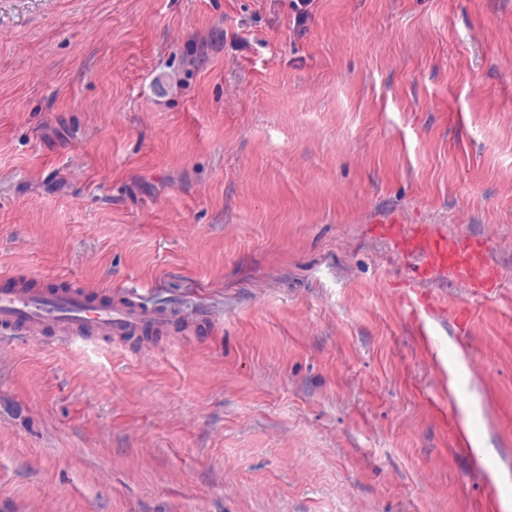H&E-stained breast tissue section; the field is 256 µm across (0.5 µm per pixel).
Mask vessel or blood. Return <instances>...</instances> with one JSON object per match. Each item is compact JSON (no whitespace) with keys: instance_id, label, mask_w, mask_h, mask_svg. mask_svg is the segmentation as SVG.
<instances>
[{"instance_id":"vessel-or-blood-1","label":"vessel or blood","mask_w":512,"mask_h":512,"mask_svg":"<svg viewBox=\"0 0 512 512\" xmlns=\"http://www.w3.org/2000/svg\"><path fill=\"white\" fill-rule=\"evenodd\" d=\"M379 234L395 243L401 254L417 258L427 272L450 271L465 286L487 293L497 286V271L488 262L490 247L485 240L467 243L425 225L399 223L381 226ZM172 322L169 309L103 297L97 287L78 280L64 288H0V332L7 335L40 339L48 333L93 342L163 330Z\"/></svg>"}]
</instances>
